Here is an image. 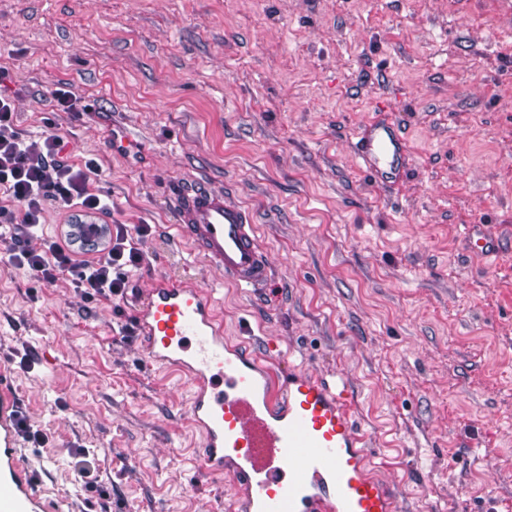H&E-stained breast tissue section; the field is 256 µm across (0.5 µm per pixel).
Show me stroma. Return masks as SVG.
Masks as SVG:
<instances>
[{"label":"stroma","mask_w":512,"mask_h":512,"mask_svg":"<svg viewBox=\"0 0 512 512\" xmlns=\"http://www.w3.org/2000/svg\"><path fill=\"white\" fill-rule=\"evenodd\" d=\"M1 65L18 129L64 136L112 207L47 209L45 234L150 227L114 304L0 263V366L44 437L15 439L38 512H241L202 472L189 383L129 332L161 276L215 289L225 338L275 341L281 373L344 384L398 512H512V0H0ZM378 109L412 151L392 187L352 150ZM199 179L252 211L267 288L171 246L174 194ZM473 224L495 256H471Z\"/></svg>","instance_id":"1"}]
</instances>
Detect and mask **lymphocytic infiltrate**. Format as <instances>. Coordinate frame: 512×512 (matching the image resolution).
Here are the masks:
<instances>
[{
	"mask_svg": "<svg viewBox=\"0 0 512 512\" xmlns=\"http://www.w3.org/2000/svg\"><path fill=\"white\" fill-rule=\"evenodd\" d=\"M12 114L11 100L0 96V192L10 200L9 206H0V261L29 268L45 286L64 280L92 300L124 298L128 271L143 260L133 238L146 236L148 227L138 226L132 236L125 225H104L102 246L91 258L82 257L65 236L43 237L41 248H30L47 208L105 213L109 205L90 187L93 163L79 167L61 161L65 142L54 132L40 143H28Z\"/></svg>",
	"mask_w": 512,
	"mask_h": 512,
	"instance_id": "obj_1",
	"label": "lymphocytic infiltrate"
}]
</instances>
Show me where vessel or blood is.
Wrapping results in <instances>:
<instances>
[{
  "instance_id": "obj_1",
  "label": "vessel or blood",
  "mask_w": 512,
  "mask_h": 512,
  "mask_svg": "<svg viewBox=\"0 0 512 512\" xmlns=\"http://www.w3.org/2000/svg\"><path fill=\"white\" fill-rule=\"evenodd\" d=\"M354 155L371 181L390 186L410 165L407 139L390 118L364 123ZM177 237L240 288L271 282V261L251 211L199 182L176 198ZM475 257L499 250L483 225L470 228ZM146 359L193 384L191 419L204 433L208 473L231 472L250 512H396L388 484L370 472L371 453L344 386L320 375L278 376L259 352L229 345L211 290L176 277L157 279L134 311ZM14 397L0 373V512H36L18 476L9 413Z\"/></svg>"
}]
</instances>
